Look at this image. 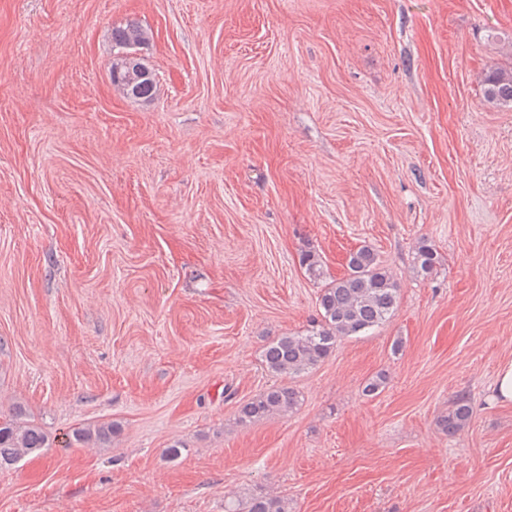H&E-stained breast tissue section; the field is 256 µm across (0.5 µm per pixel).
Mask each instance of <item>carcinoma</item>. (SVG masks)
<instances>
[{"mask_svg":"<svg viewBox=\"0 0 512 512\" xmlns=\"http://www.w3.org/2000/svg\"><path fill=\"white\" fill-rule=\"evenodd\" d=\"M112 48L128 51L149 42L146 29L136 22L112 28ZM112 86L123 96L140 101L151 100L157 83L130 85L126 78L112 77ZM484 96L495 105L512 104V69H493L485 79ZM300 263L313 281L324 278L323 261L313 250L302 252ZM438 264L434 244L421 238L414 253V270L422 277L431 276ZM400 288L369 246L349 253L347 273L324 284L318 296L320 319L303 332H289L268 340L262 351V363L274 378H294L317 367L336 350L338 341L363 336L388 322L395 314ZM387 384L384 372L369 378L363 387L367 396L381 393ZM298 390L285 384H273L255 397L241 403L236 423L250 425L273 416L286 417L299 407ZM469 396L459 394L448 413L437 419L439 429L449 437L459 435L473 417ZM119 431L114 422L81 425L70 430L68 445L96 444L102 448L112 443ZM48 433L29 418L24 406L17 404L8 414L0 413V471L16 466L23 458L49 447ZM224 512H292L287 498L263 492L247 491L224 501Z\"/></svg>","mask_w":512,"mask_h":512,"instance_id":"obj_1","label":"carcinoma"}]
</instances>
